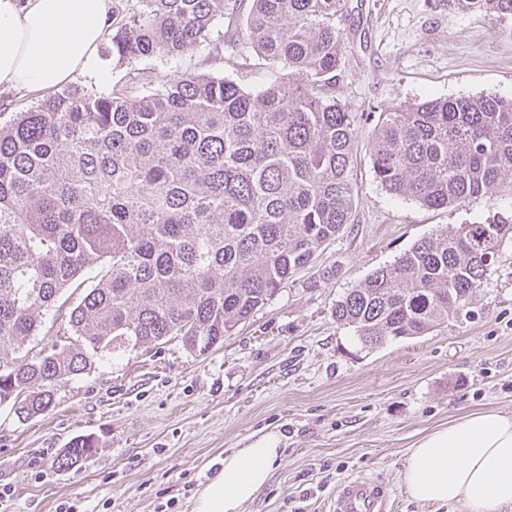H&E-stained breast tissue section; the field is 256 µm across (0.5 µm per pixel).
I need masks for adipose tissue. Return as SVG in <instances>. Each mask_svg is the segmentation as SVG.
I'll return each mask as SVG.
<instances>
[{
	"mask_svg": "<svg viewBox=\"0 0 512 512\" xmlns=\"http://www.w3.org/2000/svg\"><path fill=\"white\" fill-rule=\"evenodd\" d=\"M112 17V0H0V86L33 96L59 90L91 66ZM270 432L225 454L198 490L193 512H241L282 460ZM417 502L495 512L512 503V416L472 411L414 444L402 472Z\"/></svg>",
	"mask_w": 512,
	"mask_h": 512,
	"instance_id": "ef3b65f1",
	"label": "adipose tissue"
}]
</instances>
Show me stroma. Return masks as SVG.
<instances>
[{"label":"stroma","instance_id":"35a3bbf8","mask_svg":"<svg viewBox=\"0 0 512 512\" xmlns=\"http://www.w3.org/2000/svg\"><path fill=\"white\" fill-rule=\"evenodd\" d=\"M339 27L343 101L364 116L353 223L207 353L176 339L129 347L62 386L48 415L22 422L0 406V485L12 490L5 512L72 503L81 512H193L225 454L270 431L282 437L283 459L243 512H326L339 484L361 475L390 484L395 512H467L413 501L402 471L412 445L454 416L512 414V242L469 314L426 335L364 349L332 311L420 239L512 211L506 191L448 209L393 197L374 177L365 118L397 101L512 98V35L456 0H347ZM155 68L168 79L220 71L254 90L273 78L200 52ZM80 435L96 440V454L81 468H55L59 450Z\"/></svg>","mask_w":512,"mask_h":512}]
</instances>
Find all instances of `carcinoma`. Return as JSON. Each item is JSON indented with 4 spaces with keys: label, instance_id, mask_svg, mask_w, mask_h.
I'll return each instance as SVG.
<instances>
[{
    "label": "carcinoma",
    "instance_id": "cac0c4a2",
    "mask_svg": "<svg viewBox=\"0 0 512 512\" xmlns=\"http://www.w3.org/2000/svg\"><path fill=\"white\" fill-rule=\"evenodd\" d=\"M512 35V0H460ZM346 0H120L124 81L55 92L0 124V406L45 415L95 358L171 337L203 354L354 222L358 116L338 71ZM245 21L246 34L219 30ZM232 51L275 71L251 90L135 62ZM375 179L433 209L512 191V99L395 102L371 141ZM512 213L443 228L336 302L364 348L423 336L482 287ZM47 342L38 350L28 343ZM96 452L73 438L54 459Z\"/></svg>",
    "mask_w": 512,
    "mask_h": 512
}]
</instances>
